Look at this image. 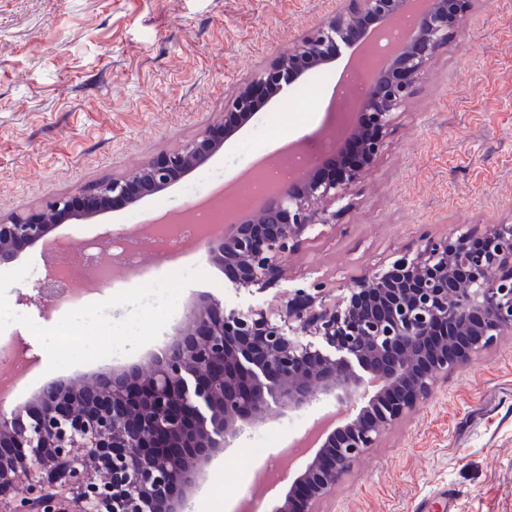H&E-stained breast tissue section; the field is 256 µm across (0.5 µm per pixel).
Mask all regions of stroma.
Segmentation results:
<instances>
[{"label":"stroma","mask_w":512,"mask_h":512,"mask_svg":"<svg viewBox=\"0 0 512 512\" xmlns=\"http://www.w3.org/2000/svg\"><path fill=\"white\" fill-rule=\"evenodd\" d=\"M344 0H0V216L125 175L194 138L255 71L342 9ZM332 87L314 106L281 94L202 168L134 205L55 234L74 253L115 231L138 232L158 207L174 212L231 185L257 156L273 163L294 139L330 160L339 138ZM335 228L313 230L274 288L237 286L204 249L143 258L150 288L124 271L79 303L22 304L42 278L40 247L0 267V341L32 366L9 406L47 381L147 361L186 322L199 296L224 308L280 309L321 284L324 304L419 249L425 237L512 224V0H474L460 36L435 56L396 115L388 147L350 189ZM71 332L69 341L61 333ZM325 399L271 408L201 468L189 512H270L287 453L334 411ZM319 512H512V335L450 374L344 474Z\"/></svg>","instance_id":"stroma-1"}]
</instances>
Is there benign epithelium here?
<instances>
[{
	"mask_svg": "<svg viewBox=\"0 0 512 512\" xmlns=\"http://www.w3.org/2000/svg\"><path fill=\"white\" fill-rule=\"evenodd\" d=\"M347 2L256 72L227 101L224 115L176 150L121 178L1 217L0 266L46 244L65 216L93 217L176 184L265 107L262 88L288 91L342 48L358 49L399 22L410 0ZM472 2L427 0L410 40L371 76L335 168L310 163L311 175L267 195L260 212L225 224L207 239L208 261L235 268L242 288L276 287L286 273L282 256L296 251L309 229L335 226L327 203L345 199L383 154L395 111L461 32ZM35 291L22 301L64 295L49 273ZM348 291L338 307H317L315 297L299 295L286 303V321L263 308L228 312L204 298L147 365L51 380L27 404L0 406V512H186L202 464L265 423L269 401L285 413L332 398L336 421L317 433V451L288 476L272 508L318 512L354 461L448 372L512 335V225L429 238ZM300 332L337 356L300 341Z\"/></svg>",
	"mask_w": 512,
	"mask_h": 512,
	"instance_id": "obj_1",
	"label": "benign epithelium"
}]
</instances>
